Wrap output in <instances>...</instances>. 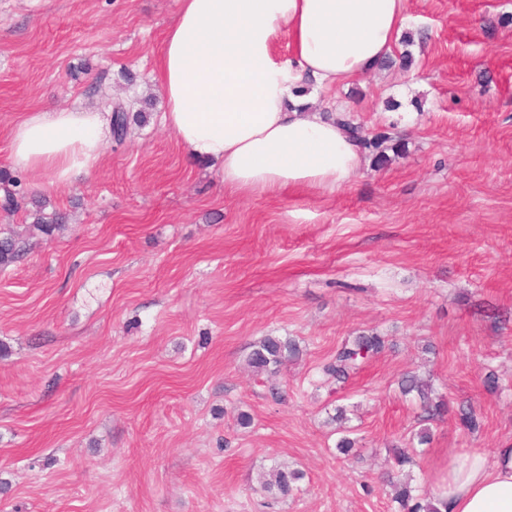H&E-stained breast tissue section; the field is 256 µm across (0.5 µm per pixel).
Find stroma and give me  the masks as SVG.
Returning a JSON list of instances; mask_svg holds the SVG:
<instances>
[{
  "label": "stroma",
  "instance_id": "stroma-1",
  "mask_svg": "<svg viewBox=\"0 0 512 512\" xmlns=\"http://www.w3.org/2000/svg\"><path fill=\"white\" fill-rule=\"evenodd\" d=\"M405 7L410 68L314 95L403 149L381 168L366 150L333 194L239 196L158 120L178 0H0V170L27 113L146 115L90 174H21L24 203L0 209L22 234L35 200L69 216L0 269V512H397L392 446L416 449L424 487L451 453L512 445V0ZM363 331L384 352L325 376ZM268 335L302 353L257 374ZM406 373L480 429L423 418ZM279 464L304 474L285 500L259 485Z\"/></svg>",
  "mask_w": 512,
  "mask_h": 512
}]
</instances>
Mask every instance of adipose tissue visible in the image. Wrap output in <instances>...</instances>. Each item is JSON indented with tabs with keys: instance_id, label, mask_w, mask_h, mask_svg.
<instances>
[{
	"instance_id": "adipose-tissue-1",
	"label": "adipose tissue",
	"mask_w": 512,
	"mask_h": 512,
	"mask_svg": "<svg viewBox=\"0 0 512 512\" xmlns=\"http://www.w3.org/2000/svg\"><path fill=\"white\" fill-rule=\"evenodd\" d=\"M406 20L405 0H179L153 74L161 121L230 193L336 191L363 155L311 93L374 71ZM111 135L107 112H30L11 130V164L64 185L98 166ZM431 486L448 512H512V446L449 455Z\"/></svg>"
}]
</instances>
